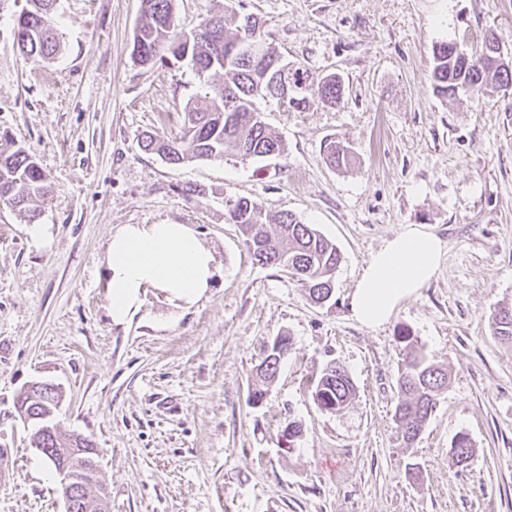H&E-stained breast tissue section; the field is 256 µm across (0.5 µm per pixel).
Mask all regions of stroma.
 I'll return each mask as SVG.
<instances>
[{"label": "stroma", "instance_id": "35a3bbf8", "mask_svg": "<svg viewBox=\"0 0 512 512\" xmlns=\"http://www.w3.org/2000/svg\"><path fill=\"white\" fill-rule=\"evenodd\" d=\"M25 5L0 0V131L52 184L39 218L52 241L31 246L27 220L0 204V512L64 510L15 415L34 381L60 387V433L95 441L111 512H512V343L490 326L512 305V87L444 99L431 81L441 41L471 52L493 34L512 57V0H229L287 61L338 74L344 102L258 100L284 155L181 165L139 141L178 135L216 76L171 57L134 63L140 0H57L62 51L24 58L12 18ZM330 138L351 147L350 167L326 164ZM230 197L293 213L336 245L329 301L253 262L224 221ZM125 224L193 225L221 268L208 296L184 309L152 289L151 320L112 325L104 250ZM405 224L446 242L439 272L387 324L362 326L349 295ZM402 326L449 375L410 447L393 420ZM278 336L293 346L256 407L248 392ZM333 361L356 386L339 412L310 394ZM291 420L302 434L286 453ZM460 434L475 449L465 470L449 455Z\"/></svg>", "mask_w": 512, "mask_h": 512}]
</instances>
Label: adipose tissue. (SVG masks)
I'll use <instances>...</instances> for the list:
<instances>
[{"label": "adipose tissue", "instance_id": "1", "mask_svg": "<svg viewBox=\"0 0 512 512\" xmlns=\"http://www.w3.org/2000/svg\"><path fill=\"white\" fill-rule=\"evenodd\" d=\"M446 244L423 224H406L363 265L350 294V311L367 327L387 323L405 300L435 276ZM108 314L113 325L129 324L148 289L163 291L178 306L195 305L218 272L212 250L188 224H126L105 250Z\"/></svg>", "mask_w": 512, "mask_h": 512}]
</instances>
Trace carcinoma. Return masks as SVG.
Wrapping results in <instances>:
<instances>
[{
    "mask_svg": "<svg viewBox=\"0 0 512 512\" xmlns=\"http://www.w3.org/2000/svg\"><path fill=\"white\" fill-rule=\"evenodd\" d=\"M56 0H27V7L14 18V43L27 57L54 58L61 49V36L55 26L52 9ZM174 12V0H141V17L135 29L131 58L141 64L155 63L161 51L187 60L199 75L219 74L222 83L195 100H188L180 136L164 138L149 134L142 149L157 154L169 164L211 160L234 156L243 160L266 158L271 151H285L281 137L264 121L255 106L258 99L275 98L268 90L279 80L282 55L267 41L263 23L253 19L229 27L224 9H219L196 26V35L182 37ZM251 37L261 44L267 62L260 64L248 56L242 45ZM431 80L437 96L448 98L461 90H479L492 84L512 86V66L495 67L482 60V52L463 56L453 43L440 42L432 48ZM293 96L288 107L305 112L316 104L338 106L344 101V84L336 74L316 76L297 67L292 74ZM326 162L333 168L349 166L353 155L349 148L334 141L325 146ZM51 194L48 182L35 156L27 152L9 133L0 134V203L8 204L32 221L42 212ZM225 220L238 226L252 260L288 273L314 304L327 301L333 290V274L342 256L336 245L310 224L294 214L282 212L275 218L276 230H266L268 216L261 204L247 198L229 200ZM494 335L512 340V307H501L491 316ZM398 339L404 344V358L397 379V399L393 418L406 445L415 443L448 386V369L430 360L416 337L405 327ZM288 337H275L267 355L259 364L257 380L249 389L248 402H263L267 386L275 378L281 351L291 350ZM355 384L341 364L326 366L312 384V398L318 407L338 411L354 398ZM59 393L44 387L34 394L24 392L16 410L38 417L43 429L44 447L50 449L47 460L56 471L71 466L73 453L57 445L47 433L49 420L43 415L55 407ZM450 453L455 465H471L475 454L467 435L452 443ZM97 487L78 494L74 512H97Z\"/></svg>",
    "mask_w": 512,
    "mask_h": 512,
    "instance_id": "carcinoma-1",
    "label": "carcinoma"
}]
</instances>
